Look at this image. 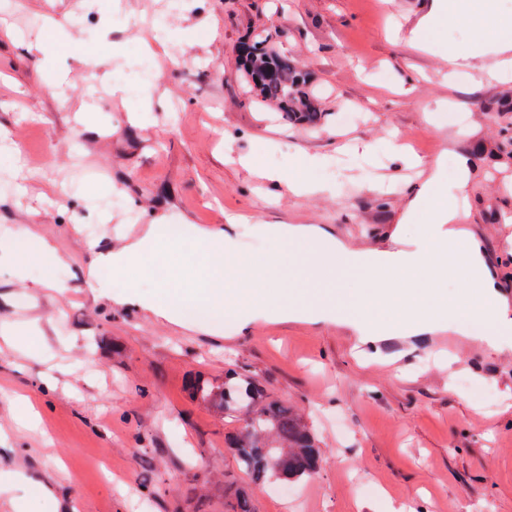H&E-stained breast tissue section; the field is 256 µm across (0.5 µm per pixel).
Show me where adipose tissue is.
Listing matches in <instances>:
<instances>
[{
	"instance_id": "ef3b65f1",
	"label": "adipose tissue",
	"mask_w": 512,
	"mask_h": 512,
	"mask_svg": "<svg viewBox=\"0 0 512 512\" xmlns=\"http://www.w3.org/2000/svg\"><path fill=\"white\" fill-rule=\"evenodd\" d=\"M466 20L473 23L469 47L463 51L448 43L449 74L467 69L488 82L512 81V11H502L499 0H432L406 39L426 51L430 36L446 35ZM391 152L395 160L417 169L421 184L405 207L400 227L389 233L387 248L356 249L309 224H263L259 231L273 247L258 257L241 251L231 235L238 218H230L226 229L197 224L172 228L156 219L116 249L96 251L89 275L95 287L104 288V272L136 277L148 272L142 264L147 254L164 257L174 276L144 305L168 322L180 321L184 311L206 309L244 324L259 319L348 322L365 340L443 328L467 336L479 314L491 324L490 332L479 337L487 349L511 342L512 300L494 282L489 252L463 227L469 215L460 205L469 186L468 158L452 162L443 153L424 160L397 139ZM319 163L318 157L299 151L287 166L263 168L259 174L297 195L335 192V185L304 178V171ZM406 224L419 225V234L406 237ZM188 243L199 262L185 261ZM462 265L483 290L479 310L449 298L444 290ZM353 274L362 276V287H346Z\"/></svg>"
}]
</instances>
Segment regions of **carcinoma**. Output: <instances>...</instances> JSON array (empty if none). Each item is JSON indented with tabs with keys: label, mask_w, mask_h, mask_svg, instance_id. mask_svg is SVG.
I'll return each instance as SVG.
<instances>
[{
	"label": "carcinoma",
	"mask_w": 512,
	"mask_h": 512,
	"mask_svg": "<svg viewBox=\"0 0 512 512\" xmlns=\"http://www.w3.org/2000/svg\"><path fill=\"white\" fill-rule=\"evenodd\" d=\"M241 74L260 101L274 103L296 124L315 127L321 112L310 89V73L265 40L243 43ZM194 395L217 411L243 412V428L231 442L239 467L256 483L298 482L316 474L321 459L315 435L290 404L273 398L252 379L224 378L222 385H193Z\"/></svg>",
	"instance_id": "1"
}]
</instances>
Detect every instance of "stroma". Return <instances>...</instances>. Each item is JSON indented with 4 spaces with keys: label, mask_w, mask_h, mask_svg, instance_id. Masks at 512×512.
<instances>
[{
    "label": "stroma",
    "mask_w": 512,
    "mask_h": 512,
    "mask_svg": "<svg viewBox=\"0 0 512 512\" xmlns=\"http://www.w3.org/2000/svg\"><path fill=\"white\" fill-rule=\"evenodd\" d=\"M429 7L122 0L104 13L95 0H0V238L34 231L61 257L29 258L21 272L0 260V329L19 333L0 338V469L29 480L0 495V512H14V497L30 512H227L237 492L251 512H512V347L363 342L326 323L226 328L199 310L179 326L114 304L120 277L88 284V241L111 249L158 215L222 226L248 214L235 234L254 254L270 247L257 222L386 246L416 185L389 157L394 130L424 158L448 148L470 160L467 227L498 258L512 298V158L499 152L512 138V112L499 110L512 82L479 84L466 69L447 79L443 45L421 52L394 36ZM49 16L69 34L51 72L29 48ZM258 36L306 64L318 126L255 100L236 49ZM80 49L104 60L93 102L73 85ZM146 95L148 124L130 123ZM300 148L322 156L317 176L338 195L295 197L236 162L281 167ZM228 371L308 418L322 462L294 495L253 483L229 446L241 421L194 397L191 382L220 384Z\"/></svg>",
    "instance_id": "obj_1"
}]
</instances>
